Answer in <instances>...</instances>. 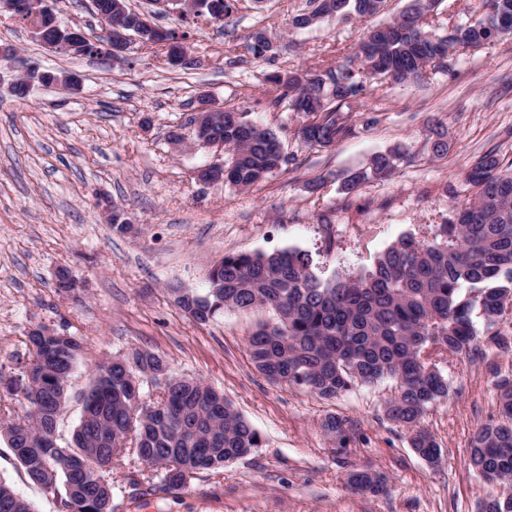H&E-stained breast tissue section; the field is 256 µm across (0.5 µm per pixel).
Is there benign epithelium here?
Instances as JSON below:
<instances>
[{"instance_id":"benign-epithelium-1","label":"benign epithelium","mask_w":512,"mask_h":512,"mask_svg":"<svg viewBox=\"0 0 512 512\" xmlns=\"http://www.w3.org/2000/svg\"><path fill=\"white\" fill-rule=\"evenodd\" d=\"M6 9L17 17L25 18L26 24L35 39L50 49H55V42L48 39L47 29L53 27L58 30L59 39L66 48L76 54L88 55L96 52V47L104 44L112 47V42L126 43L130 40L141 41L143 36H152L151 47L159 49L164 54V60L173 66H191L197 64V60L188 53V47L179 38L171 35V31L156 25L153 22V13L138 12L134 19L124 20L126 10L121 3H116L114 13L102 17L103 42L91 40L80 27L62 26L57 21L50 19L47 0H0V9ZM36 79L42 83H58L69 90H77L81 81L74 74L58 76L48 71H40L36 68L26 72L24 81L30 82ZM220 111L213 103L208 102L200 106L196 112L194 122L195 131L199 134L201 143L215 147L218 151H224V141L211 138L206 134V126L214 113Z\"/></svg>"}]
</instances>
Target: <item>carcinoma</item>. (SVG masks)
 I'll use <instances>...</instances> for the list:
<instances>
[{
	"label": "carcinoma",
	"instance_id": "1",
	"mask_svg": "<svg viewBox=\"0 0 512 512\" xmlns=\"http://www.w3.org/2000/svg\"><path fill=\"white\" fill-rule=\"evenodd\" d=\"M365 2L308 0L291 26L369 17ZM440 3L408 0L396 18L368 28L342 64L269 77L282 89L277 101L286 99L290 110L298 107L316 120L304 131L306 144L329 146L347 137L352 127L342 107L390 72L418 84L449 53L512 35V0H482L476 21L452 24L439 38L430 27ZM210 134L224 138L232 186H252L289 163L279 152L280 135L243 112L220 113ZM403 158L399 149L374 155L343 175L342 190L350 194L392 175ZM468 180L476 189L473 202L456 207L455 220L439 225L433 241L404 236L359 276L323 280L311 256L298 249L228 254L209 274L206 292H186L178 306L199 324L227 309L272 308L278 322L257 330L248 347L256 369L273 384L302 386L330 400L359 383L395 380L397 393L385 414L410 433L415 452L436 465L441 448L419 423L448 398L439 368L444 356H479L482 335L498 349L512 345L497 330L512 316V170H502L489 152ZM29 343L30 365L7 386V397L20 392L27 404L21 413L0 407V433L28 478L59 496L62 512H116L106 476L128 454L150 472L146 493L171 494L196 474L222 469L261 445L224 396L197 378L173 374L163 357L141 349L112 359L110 368L99 366L80 421L63 443L59 420L82 344L61 333L31 335ZM145 384L160 390L156 401L144 400ZM498 389L506 421L475 432L469 459L483 479L512 485V381L501 380ZM323 427L346 440L338 417H326ZM347 483L358 493L387 491L385 479L369 472H352ZM0 512L34 510L0 479ZM479 512H512V495L482 502Z\"/></svg>",
	"mask_w": 512,
	"mask_h": 512
}]
</instances>
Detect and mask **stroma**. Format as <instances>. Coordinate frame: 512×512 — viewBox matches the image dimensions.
Returning a JSON list of instances; mask_svg holds the SVG:
<instances>
[{
    "mask_svg": "<svg viewBox=\"0 0 512 512\" xmlns=\"http://www.w3.org/2000/svg\"><path fill=\"white\" fill-rule=\"evenodd\" d=\"M306 5L238 0L223 22L198 18L189 50L200 63L188 69L136 42L117 59L52 51L0 12V49L13 53L0 61V380L28 364V332L43 324L82 342L62 439L79 422L97 366L135 348L223 392L261 439L248 456L199 473L164 498L131 497V482L146 470L127 456L112 471L116 512H478L484 500L512 494V487L483 481L469 461L473 434L499 418L496 383L512 377V352L443 362L449 396L422 420L442 451L433 466L384 415L393 380L331 400L271 384L251 361L247 339L276 322L272 309L228 310L200 324L176 302L178 293L204 292L213 265L231 253L294 248L309 252L320 278L360 275L403 236L432 240L454 206L474 197L467 173L484 154L512 164V38L450 54L424 84H374L346 109L350 136L306 146L298 136L304 113L273 106L278 90L270 75L344 60L367 25L325 19L292 29V16ZM258 31L274 44L262 57L249 49ZM29 67L76 73L82 89L36 83L17 99L13 85ZM203 94L284 130L288 165L246 189L198 183L197 169L218 158L187 124ZM437 122L451 143L442 159L431 150ZM176 129L185 137L178 149L168 139ZM400 144L411 158L394 175L341 192L339 174ZM312 181L317 190H309ZM108 201L135 232L111 227ZM323 214L329 224H320ZM61 266L77 281L71 291L55 288ZM330 415L346 420V445L324 432ZM355 470L385 477L386 493L352 492L346 480ZM0 478L35 512H61L58 497L28 479L1 438Z\"/></svg>",
    "mask_w": 512,
    "mask_h": 512,
    "instance_id": "1",
    "label": "stroma"
}]
</instances>
